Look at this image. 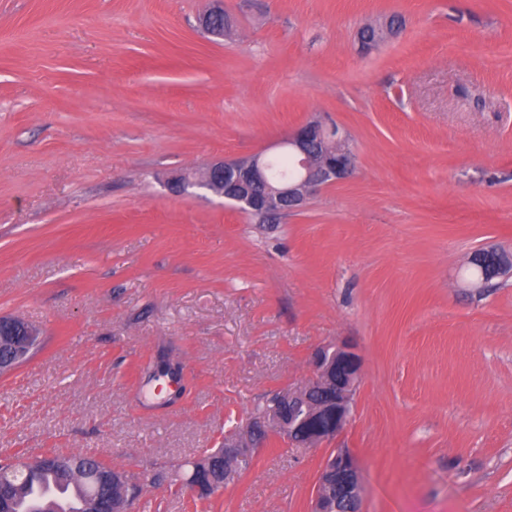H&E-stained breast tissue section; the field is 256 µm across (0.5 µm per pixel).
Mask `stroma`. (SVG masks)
I'll list each match as a JSON object with an SVG mask.
<instances>
[{
    "label": "stroma",
    "instance_id": "35a3bbf8",
    "mask_svg": "<svg viewBox=\"0 0 512 512\" xmlns=\"http://www.w3.org/2000/svg\"><path fill=\"white\" fill-rule=\"evenodd\" d=\"M0 0V315L38 324L0 378V460L90 452L131 512H310L331 448L362 512H512V0ZM397 18L371 50L360 28ZM356 167L259 224L170 177L312 117ZM363 359L333 444L270 437L234 482L186 480L320 344ZM470 264L480 270L482 284L495 279L512 276V254L497 247L489 246L474 250Z\"/></svg>",
    "mask_w": 512,
    "mask_h": 512
}]
</instances>
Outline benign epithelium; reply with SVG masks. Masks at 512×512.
Returning <instances> with one entry per match:
<instances>
[{
    "mask_svg": "<svg viewBox=\"0 0 512 512\" xmlns=\"http://www.w3.org/2000/svg\"><path fill=\"white\" fill-rule=\"evenodd\" d=\"M224 13L223 2L215 5L200 19L201 28L215 37L224 31L210 25V16ZM384 37V30L367 26L362 29V48H374ZM298 166L295 177L271 184L268 159L260 151L245 158L218 162L211 166L208 178L196 182L186 175L172 180L170 188L184 193L199 185L210 186L209 178H224V200L239 211L270 223L281 214L298 212L320 189L347 179L353 172L355 156L339 127L323 118L307 121L281 141ZM470 264L480 270L481 283L512 276V254L489 246L474 250ZM42 338V330L18 318L0 317V378L11 374L29 361ZM313 376L305 385L278 392L288 402V410L272 407L252 418L246 426L224 438V447L240 451V459L250 462L249 449L271 434L288 441L309 432L311 446L333 440L340 434L351 414L362 373V357L346 342L318 346L312 355ZM333 486L336 498L326 499L321 489ZM364 490L363 475L357 457L346 448L328 454L317 477L312 512H346L351 503L361 512ZM139 489L132 488L119 501L106 503L95 495L87 497L86 512H129L130 502Z\"/></svg>",
    "mask_w": 512,
    "mask_h": 512,
    "instance_id": "obj_1",
    "label": "benign epithelium"
}]
</instances>
